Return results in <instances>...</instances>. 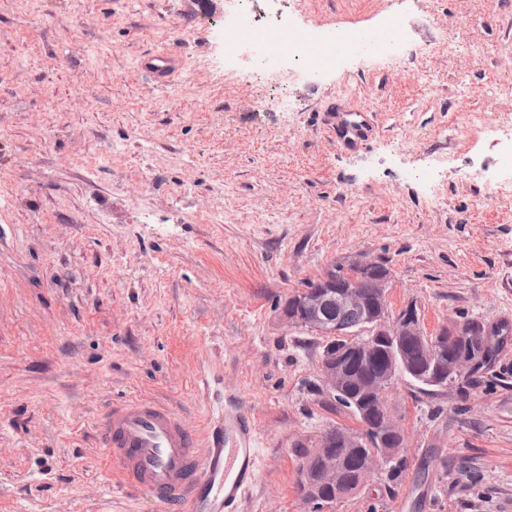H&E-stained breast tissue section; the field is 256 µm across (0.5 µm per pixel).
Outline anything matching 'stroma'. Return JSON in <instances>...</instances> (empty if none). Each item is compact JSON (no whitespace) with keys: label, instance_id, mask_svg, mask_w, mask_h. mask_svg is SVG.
Listing matches in <instances>:
<instances>
[{"label":"stroma","instance_id":"1","mask_svg":"<svg viewBox=\"0 0 512 512\" xmlns=\"http://www.w3.org/2000/svg\"><path fill=\"white\" fill-rule=\"evenodd\" d=\"M182 2L0 0V512H148L105 478L98 418L141 396L201 428L216 381L260 431L240 512H512V193L484 138L512 115V0H250L309 31L400 19L397 66L294 75L225 54L224 0ZM159 50L181 59L165 86L139 66ZM334 107L378 134L340 146ZM447 153L434 189L410 180ZM368 260L389 314L477 321L495 353L459 387L397 378L406 471L318 511L306 455L360 424L321 389L323 337L282 311Z\"/></svg>","mask_w":512,"mask_h":512}]
</instances>
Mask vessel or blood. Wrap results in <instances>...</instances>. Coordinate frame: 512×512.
Returning <instances> with one entry per match:
<instances>
[{
	"mask_svg": "<svg viewBox=\"0 0 512 512\" xmlns=\"http://www.w3.org/2000/svg\"><path fill=\"white\" fill-rule=\"evenodd\" d=\"M142 68L160 84L175 69L172 55L146 57ZM328 122L344 145L367 141L375 128L358 109L332 112ZM105 474L147 497L160 512H239L259 476L260 439L255 420L221 404L205 429L155 400L133 397L108 408L97 424Z\"/></svg>",
	"mask_w": 512,
	"mask_h": 512,
	"instance_id": "vessel-or-blood-1",
	"label": "vessel or blood"
}]
</instances>
